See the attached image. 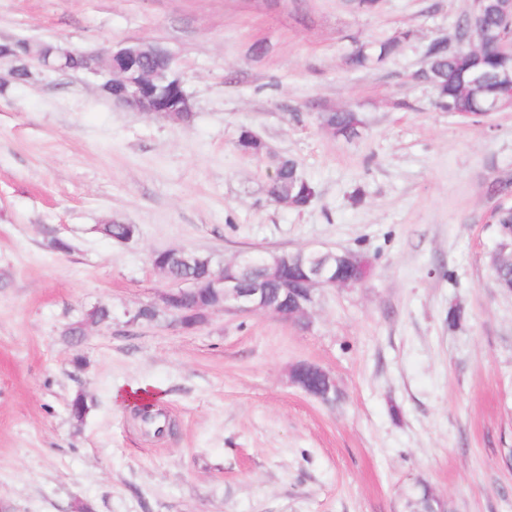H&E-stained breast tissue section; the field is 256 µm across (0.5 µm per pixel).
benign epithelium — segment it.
<instances>
[{
	"instance_id": "7a95c632",
	"label": "benign epithelium",
	"mask_w": 512,
	"mask_h": 512,
	"mask_svg": "<svg viewBox=\"0 0 512 512\" xmlns=\"http://www.w3.org/2000/svg\"><path fill=\"white\" fill-rule=\"evenodd\" d=\"M493 6L491 0H472L470 12L475 14L471 32L464 39L455 40L452 49L461 57L472 56L486 47L490 36L482 23V13ZM73 50L62 44L53 43L33 46L27 55L20 53V45L13 40L0 41V68L4 67L10 75H15L19 61H24L28 76L54 72L64 74L68 71ZM147 50L126 42L116 45L104 54H86V73L93 75L99 90L112 103L124 108L151 115H167L170 112H192L194 104L190 96L182 92L183 81L175 68L167 72H151L145 67ZM512 84V73L504 72L498 77L494 96L488 99L487 115L512 108V95L505 89ZM314 256L313 265L303 279L309 288L307 299L297 302L295 308H288V297L278 302L269 299L268 290L261 284L246 286L234 271L236 267L250 266L252 259L239 255L233 261L218 269L210 270V287L224 294V310L240 313L269 311L288 321H298L308 315L315 302V291L319 288H344L359 282L350 275L357 256L349 251H335L323 247L308 249ZM193 287V282L184 280L163 296V309L177 317L186 328L196 326V313L185 310L177 303L179 293ZM306 369L316 371L325 377V383L313 390L301 381L298 371H293V382L308 395L325 404H333L339 397L336 381L323 369L308 365Z\"/></svg>"
}]
</instances>
